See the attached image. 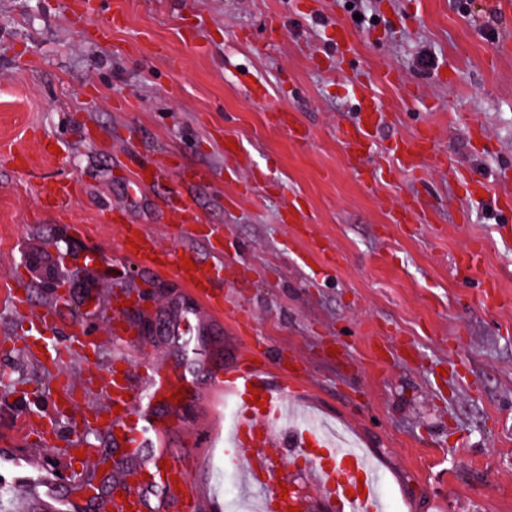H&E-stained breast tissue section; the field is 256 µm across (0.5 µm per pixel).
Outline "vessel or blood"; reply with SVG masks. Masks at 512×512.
Returning <instances> with one entry per match:
<instances>
[{"instance_id":"vessel-or-blood-1","label":"vessel or blood","mask_w":512,"mask_h":512,"mask_svg":"<svg viewBox=\"0 0 512 512\" xmlns=\"http://www.w3.org/2000/svg\"><path fill=\"white\" fill-rule=\"evenodd\" d=\"M383 118L375 98L361 94L354 122L337 131L352 161L359 163L368 156L373 132L382 125ZM434 139L432 128L425 126L413 138L396 141L393 152L399 157L401 170L421 178L423 168L418 158ZM125 167L132 184L138 188L150 181L160 182L167 175L166 168L151 166L149 160L136 154L128 155ZM451 174L468 194L488 198L502 214L512 213V195L499 192L495 184L458 167L452 168ZM77 191L75 180L61 179L44 185L41 195L53 202L56 211L63 212L68 210ZM165 207L178 224L203 221L190 194L171 193ZM121 236L122 254L138 267L173 277L190 287L198 299L213 302V287L224 275L223 266L203 259L197 250L187 245L174 251L166 248L155 234L140 224L123 225ZM188 260L194 263L189 270L184 267ZM26 287V281L17 276L0 284V301L9 311L25 318L20 350L38 357L51 374L64 362L79 368L78 379L59 378L56 390L62 408L70 414L69 424L52 422L42 412L33 410L23 417L27 431L38 434L75 475L100 463L97 448L83 441L85 432L106 431L112 434L114 441L125 446L128 455L136 458L138 464L133 473H120L115 481L116 495L110 500L114 512H168L173 505L179 512H194L198 487L191 466L193 449L162 451L146 462L139 461L138 456L142 449L153 447L166 429L155 414V401L172 396L179 388L191 387L195 374L204 364L203 359L196 356L185 360L184 370L178 376L169 368L152 363L147 364L141 375H133L128 360L122 356L115 357L110 366L101 367L98 356L111 343L113 335L136 333L134 326L125 319V307L113 306L95 331L87 327L95 312L85 311L81 318L73 321L65 343L59 344L51 339L58 323L55 307L32 306ZM212 380L240 397L241 410L249 414L248 422L238 423L231 432L228 445L234 450L244 485L264 492L261 512H288L290 502L280 495V484L285 480L280 449L287 444L297 453L312 444L328 456L350 462L347 470L329 468L319 462L309 469L322 496L341 503L342 512H388L379 489V468L365 452L335 447L314 430L283 429L285 410L291 403L288 388L268 382L256 352H249L231 374L213 372Z\"/></svg>"}]
</instances>
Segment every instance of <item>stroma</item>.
<instances>
[{
    "label": "stroma",
    "mask_w": 512,
    "mask_h": 512,
    "mask_svg": "<svg viewBox=\"0 0 512 512\" xmlns=\"http://www.w3.org/2000/svg\"><path fill=\"white\" fill-rule=\"evenodd\" d=\"M75 2L0 0V141L35 157L42 137L61 145L32 170L0 159V278L23 273L36 305L70 299L69 322L83 297L108 298L102 270L82 260L103 251L111 287L144 291L158 319L195 315L183 336L163 330L144 348L113 339L134 365L177 364L183 340L200 336L211 370H235L255 343L276 376L279 353L294 352L307 368L288 382L294 406L369 450L398 512H512V307L479 302L488 281L512 297V234L507 216L464 195L447 170L455 163L492 181L512 168V0H360L361 23L351 0H122L125 18L106 43L92 26L113 0H94L85 14ZM485 19L497 40L483 33ZM340 23L356 47L349 58L336 47ZM387 69L398 85L382 81ZM254 82L265 99L252 97ZM363 91L386 125L357 171L336 132ZM281 111L296 113L310 140L290 139L275 120ZM472 123L484 129V151L471 147ZM424 125L436 153L423 157L419 183L398 171L388 146ZM228 140L235 155L224 153ZM132 149L169 165L168 181L136 190L123 171ZM62 176L79 185L65 216L39 196ZM185 182L204 221L182 227L168 223L163 201ZM296 201L306 224L284 220ZM115 205L164 245L222 256L247 278L248 287L217 289L243 304L254 337L173 279L122 259L119 225L91 238L74 232ZM405 208L412 223H395ZM210 224L223 225V242L207 236ZM476 241L481 264L457 274L456 256ZM14 369L26 380L0 384V409L48 407L42 365L13 351L0 371ZM210 372L158 412L180 423L165 434L169 447L195 449L196 512H225L216 481L225 454L198 441L224 431L229 397ZM38 445L15 416L0 419V473L16 455L54 467Z\"/></svg>",
    "instance_id": "stroma-1"
}]
</instances>
